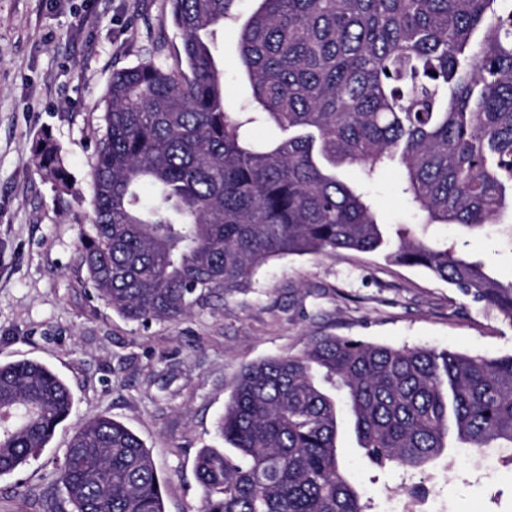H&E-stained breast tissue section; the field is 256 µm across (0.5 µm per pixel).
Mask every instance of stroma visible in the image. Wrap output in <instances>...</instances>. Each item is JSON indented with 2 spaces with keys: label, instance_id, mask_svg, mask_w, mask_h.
I'll return each instance as SVG.
<instances>
[{
  "label": "stroma",
  "instance_id": "1",
  "mask_svg": "<svg viewBox=\"0 0 512 512\" xmlns=\"http://www.w3.org/2000/svg\"><path fill=\"white\" fill-rule=\"evenodd\" d=\"M238 28L219 40L224 101L250 97ZM183 36L169 0H0V363L35 360L67 384L74 405L47 448L0 476V512H50L52 475L75 429L108 416L144 442L163 483L165 512H199L201 448L220 446L216 423L242 367L302 351L310 337H363L390 346L512 354V320L472 303L420 267L352 250L285 256L258 267L242 291L210 298L177 320L141 325L99 299L80 262L94 216L92 166L114 72L157 59L176 66ZM49 136L73 176L57 195L33 142ZM390 167L372 185L378 220L413 223ZM501 225L431 232L512 281ZM342 468L369 512H394L425 481L435 512H512V448L470 461L451 448L418 477L362 457L351 425L339 441Z\"/></svg>",
  "mask_w": 512,
  "mask_h": 512
}]
</instances>
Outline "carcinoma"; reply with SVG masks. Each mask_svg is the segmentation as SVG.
I'll list each match as a JSON object with an SVG mask.
<instances>
[{"mask_svg": "<svg viewBox=\"0 0 512 512\" xmlns=\"http://www.w3.org/2000/svg\"><path fill=\"white\" fill-rule=\"evenodd\" d=\"M170 2L181 66L113 74L93 165L81 262L114 312L176 320L272 258L346 249L421 267L512 319V281L429 234L512 209V0H258L238 31L244 112L225 111L214 54L236 0ZM270 123L283 136L254 140ZM33 154L69 192L52 139ZM344 163L365 181L398 165L418 228L390 233L336 176ZM73 403L45 364H0V475L37 457ZM344 414L380 468L421 472L455 444L511 448L512 354L318 336L244 366L218 420L235 455L197 457L201 512H367L337 452ZM54 484L57 512H164L148 449L107 416L75 431Z\"/></svg>", "mask_w": 512, "mask_h": 512, "instance_id": "obj_1", "label": "carcinoma"}]
</instances>
